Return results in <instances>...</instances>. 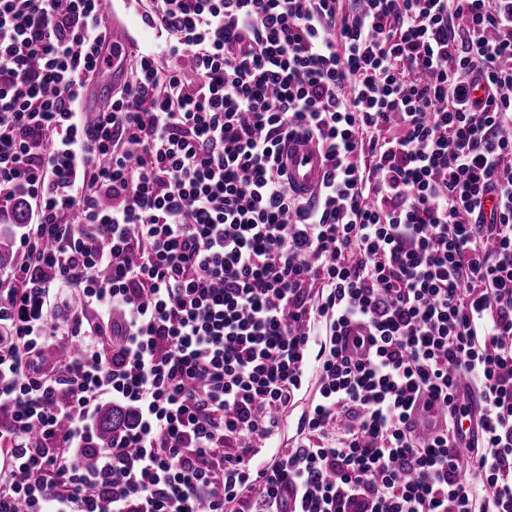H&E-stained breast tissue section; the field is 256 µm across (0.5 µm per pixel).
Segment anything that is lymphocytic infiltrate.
<instances>
[{
    "label": "lymphocytic infiltrate",
    "mask_w": 512,
    "mask_h": 512,
    "mask_svg": "<svg viewBox=\"0 0 512 512\" xmlns=\"http://www.w3.org/2000/svg\"><path fill=\"white\" fill-rule=\"evenodd\" d=\"M105 9L0 0V512H512V0H151L90 122ZM326 163L315 141H288V179L296 195L314 200L324 179ZM51 303L53 304V314L57 319H62L64 314L75 310L80 303L81 296L77 290H69L65 296L59 298L56 288H51ZM63 302V303H62ZM318 384L315 383L314 377L311 378L308 387H306L302 391L300 395V400L296 404L298 406L292 413L290 408L288 410V418L282 425L281 429V447L280 448H289L293 446L294 441L299 437V434L296 432V423L300 414L304 411L306 412L310 407L312 400L314 398L316 389ZM134 421V413L121 406L103 408L98 417L97 432L100 442H108L112 435L122 433Z\"/></svg>",
    "instance_id": "1"
}]
</instances>
